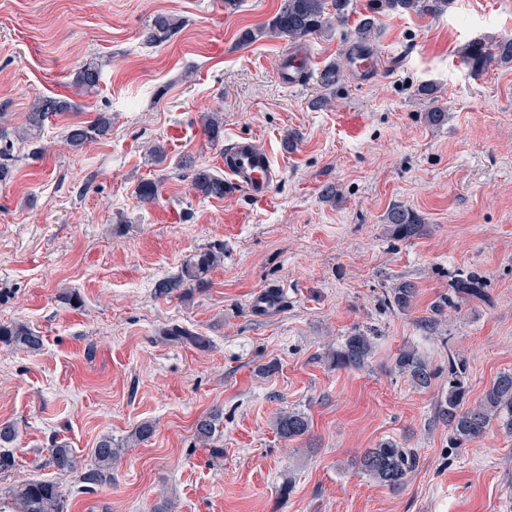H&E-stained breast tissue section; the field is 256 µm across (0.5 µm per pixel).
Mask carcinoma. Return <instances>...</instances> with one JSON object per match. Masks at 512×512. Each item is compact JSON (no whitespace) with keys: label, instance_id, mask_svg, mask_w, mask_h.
Returning <instances> with one entry per match:
<instances>
[{"label":"carcinoma","instance_id":"cac0c4a2","mask_svg":"<svg viewBox=\"0 0 512 512\" xmlns=\"http://www.w3.org/2000/svg\"><path fill=\"white\" fill-rule=\"evenodd\" d=\"M351 0H285L283 8L268 22L254 30H246L240 35L245 42H252L262 36L285 38L291 42L305 41L310 37H323L333 26L345 25L350 12ZM452 0H377L373 11L405 10L420 16H435L445 12ZM333 6L335 13L327 12ZM180 28L179 21L169 15L160 14L145 30V41L161 44L168 41ZM374 15L362 18L354 28L356 39L366 44L375 35ZM464 61L472 73L479 75L496 61L512 65V40H504L488 48L481 43H471L462 49ZM102 63L96 58L86 61L75 73L72 85L78 94H90L99 86ZM80 103L74 99L41 96L30 105L26 123L12 130L0 128V181L11 177L17 161L14 145L17 142H34L40 139L44 123L49 118L64 112H75ZM204 132L211 141L221 139L223 121L215 112L201 115ZM112 129V116L101 113L92 122H77L67 126V145L79 151L88 144L105 138ZM193 189L202 198L221 199L226 193L224 177L206 168H195L191 174ZM393 232L401 239H410L420 234L421 218L412 210L401 206L392 207L387 214ZM222 252L211 249L195 254L181 271L171 278L162 279L155 285L156 293L168 295L186 286H201L206 277L221 265ZM482 288L475 277L457 279L454 290L459 295H475ZM417 290L411 282H401L385 298L387 305L406 311L411 308ZM0 343L16 346L29 352L42 349L43 336L24 321L9 324L0 323ZM373 337L364 330L355 329L331 355L332 363L338 369L362 370L368 367L373 357ZM395 369L418 389H427L437 376V371L412 348H404L396 355ZM467 364L465 359L448 354V393L439 401L436 416L448 424V446L463 448L484 437L492 424L512 434V373L499 374L485 392L483 398L474 405L466 404ZM215 417H203L196 424L199 441L207 444L215 433ZM311 418L303 411L291 409L280 412L274 427L285 441H294L310 432ZM17 437L11 423L0 424V473L15 467L12 452L6 450ZM121 449L112 447V439L101 440L94 449V462L87 469L78 471L77 462L71 448L64 441H56L49 449L47 464L61 472H80L79 482L98 484L111 477L112 464L120 457ZM360 472L380 486L393 491L401 489L410 474L418 465V455L412 448H406L395 440L381 442L375 448H367L357 459ZM13 512H64L65 498L60 486L48 480H26L21 482L11 494Z\"/></svg>","mask_w":512,"mask_h":512}]
</instances>
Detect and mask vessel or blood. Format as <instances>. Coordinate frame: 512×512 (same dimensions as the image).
I'll use <instances>...</instances> for the list:
<instances>
[{
    "label": "vessel or blood",
    "instance_id": "obj_1",
    "mask_svg": "<svg viewBox=\"0 0 512 512\" xmlns=\"http://www.w3.org/2000/svg\"><path fill=\"white\" fill-rule=\"evenodd\" d=\"M312 63L311 56L288 53L280 69L281 80L286 83L293 82L297 71L310 70ZM379 66L380 61L373 52L353 48L350 62L353 76L361 77L373 73ZM224 171L233 184L257 199L267 198L280 179V170L270 155L260 151L246 139H238L226 145Z\"/></svg>",
    "mask_w": 512,
    "mask_h": 512
}]
</instances>
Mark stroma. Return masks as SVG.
Instances as JSON below:
<instances>
[{"instance_id":"1","label":"stroma","mask_w":512,"mask_h":512,"mask_svg":"<svg viewBox=\"0 0 512 512\" xmlns=\"http://www.w3.org/2000/svg\"><path fill=\"white\" fill-rule=\"evenodd\" d=\"M283 2L0 0V126L23 124L36 97L73 96L76 70L102 62L81 112L17 145L0 183V322L44 336L35 353L0 344V423L18 430L0 498L47 479L66 512H512V435L494 428L452 448L434 418L449 353L467 362L472 404L512 372V67L477 76L460 55L512 39V0H453L436 17L384 12L376 75L345 69L329 89L318 76L347 58L350 26L308 41L316 64L292 86L280 78L288 40L240 42ZM159 14L182 26L146 44ZM434 106L448 113L436 126ZM213 111L224 118L218 142L199 122ZM100 112L110 135L70 149L67 125ZM235 138L280 168L268 199L233 185L220 199L195 195L180 160L223 173ZM156 143L160 163L148 153ZM144 180L158 182L157 201L138 200ZM395 205L423 219L420 235L392 236ZM211 247L224 263L207 283L156 293ZM472 275L487 300L445 305L451 282ZM403 281L417 288L404 313L383 304ZM267 289L280 301L257 312ZM177 326L192 339L170 335ZM356 329L376 338L371 364L334 367L331 351ZM405 347L437 368L429 388L395 371ZM289 409L312 419L290 442L273 425ZM213 413L208 448L196 423ZM145 422L154 433L135 442ZM107 437L121 457L94 490L47 464L53 440L84 466ZM387 439L419 456L397 491L353 466Z\"/></svg>"}]
</instances>
